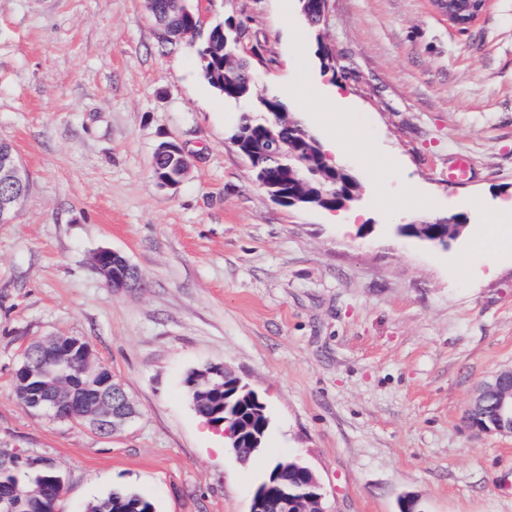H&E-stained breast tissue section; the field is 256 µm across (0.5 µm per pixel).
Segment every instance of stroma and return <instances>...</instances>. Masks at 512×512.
<instances>
[{
    "label": "stroma",
    "instance_id": "1",
    "mask_svg": "<svg viewBox=\"0 0 512 512\" xmlns=\"http://www.w3.org/2000/svg\"><path fill=\"white\" fill-rule=\"evenodd\" d=\"M203 24L246 25L255 84L318 139L332 87L376 156L395 157L427 206L379 197L371 159L338 151L360 184L353 224L274 202L229 132L250 101L224 100L196 47H169L145 0H0V141L30 178L0 224V448L53 463L54 512H88L116 489L157 512H249L267 462L302 460L327 512H512V437L466 423L476 388L512 369V247L474 256L476 224L512 198V0L459 28L429 0H330L320 31L298 0H189ZM305 80L309 102L290 92ZM179 144L188 180L157 186L153 155ZM468 155V177L448 167ZM453 217L448 246L402 235ZM124 254L142 288L117 292L95 253ZM64 333L90 342L136 415L103 434L25 406L24 348ZM221 364L271 423L257 461L186 395Z\"/></svg>",
    "mask_w": 512,
    "mask_h": 512
}]
</instances>
